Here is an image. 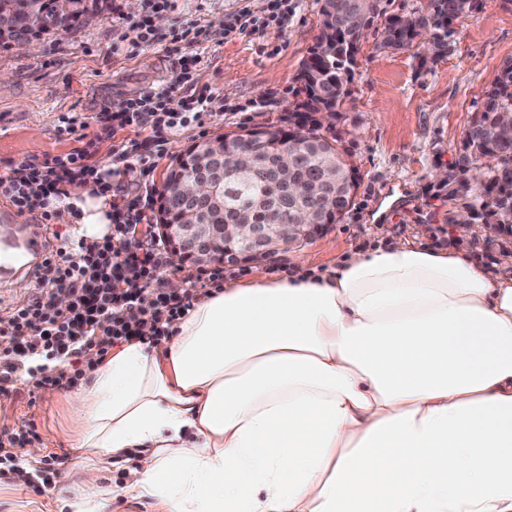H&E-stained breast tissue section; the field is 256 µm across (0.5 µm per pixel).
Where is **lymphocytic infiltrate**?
I'll return each instance as SVG.
<instances>
[{"label":"lymphocytic infiltrate","mask_w":512,"mask_h":512,"mask_svg":"<svg viewBox=\"0 0 512 512\" xmlns=\"http://www.w3.org/2000/svg\"><path fill=\"white\" fill-rule=\"evenodd\" d=\"M295 12L291 0H264L263 7L243 8L224 35L279 31ZM213 99L210 93L186 99L173 85L160 84L113 103L101 116L108 131L132 128L138 135L118 145L110 176L99 175L85 149L41 163H21L0 174V197L45 227L61 213L62 184L88 178L113 197L111 236L93 242L55 237L37 291L0 316L1 395L9 393L23 369L33 389L75 387L91 371V357L106 358L116 345L138 338L147 323L154 327L150 343H159L169 336L174 320L210 288L220 287L224 272L216 269L206 273L204 287L178 293L167 288L163 271L171 262L169 251L147 229L154 191L146 189L129 200L122 193L128 178L149 177L151 158L167 136L191 124L203 125ZM147 290L154 296L149 305L141 300ZM60 294L68 296L67 306L55 305Z\"/></svg>","instance_id":"lymphocytic-infiltrate-1"}]
</instances>
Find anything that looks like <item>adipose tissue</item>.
I'll list each match as a JSON object with an SVG mask.
<instances>
[{
  "instance_id": "obj_1",
  "label": "adipose tissue",
  "mask_w": 512,
  "mask_h": 512,
  "mask_svg": "<svg viewBox=\"0 0 512 512\" xmlns=\"http://www.w3.org/2000/svg\"><path fill=\"white\" fill-rule=\"evenodd\" d=\"M65 191L79 236L111 235L110 195ZM171 330L74 395L71 512H105L100 471L132 448L125 492L157 512H512V276L467 246L230 282Z\"/></svg>"
}]
</instances>
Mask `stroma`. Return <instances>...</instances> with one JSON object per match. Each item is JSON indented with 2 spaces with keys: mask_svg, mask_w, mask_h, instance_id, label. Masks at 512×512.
Returning <instances> with one entry per match:
<instances>
[{
  "mask_svg": "<svg viewBox=\"0 0 512 512\" xmlns=\"http://www.w3.org/2000/svg\"><path fill=\"white\" fill-rule=\"evenodd\" d=\"M296 2L288 28L260 38H219L231 16L257 0H173L159 15L153 45L132 54L127 46L138 39L129 25L135 12L128 10V0H104L98 16L65 35L41 37L34 52L0 46V77L8 83L0 93V173L70 153L86 141L92 144L91 164L108 170L112 157L101 152V144L118 147L133 133L107 135L97 112L162 83H177L186 98L209 91L215 100L204 128H184L164 146L153 171L155 186H162L176 155L194 142L242 126L279 123L298 99L297 76L319 32L316 0ZM116 5L125 7V21L113 20ZM184 24L212 36L198 45L202 62L188 80L166 51L171 32ZM454 28L455 41L445 57L423 68L410 52L376 50V36L362 42L349 94L331 128L361 178L348 211L323 236L271 261L225 266V279L246 280L258 272L284 278L299 256L316 270L331 271L381 237L421 232L426 244L436 247L455 240L458 231L448 221V208L434 197L436 174L454 160L487 90L512 61V0H477L476 9ZM73 113L89 119L84 140L56 133L60 118ZM466 243L491 271L512 274V234L489 242L473 224ZM70 395L67 389L34 392L26 380H18L10 394L0 396L9 408L0 429L36 431L40 455H58L62 470L74 468L78 453L67 433ZM15 463L33 470L36 465L23 448ZM30 480L26 487L0 478V512H41L45 505L51 512H69L67 485L56 481L37 493L33 486L40 473L34 470Z\"/></svg>",
  "mask_w": 512,
  "mask_h": 512,
  "instance_id": "obj_1",
  "label": "stroma"
}]
</instances>
